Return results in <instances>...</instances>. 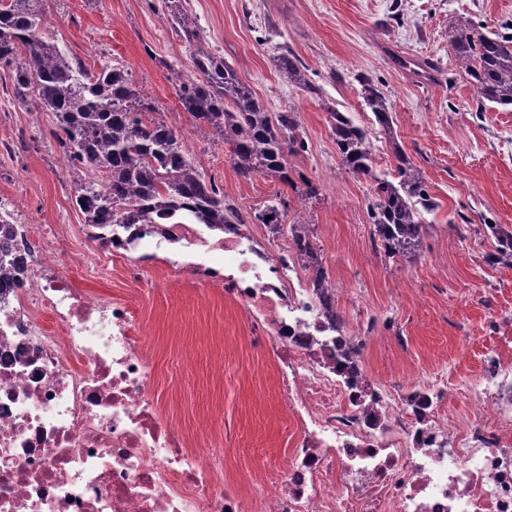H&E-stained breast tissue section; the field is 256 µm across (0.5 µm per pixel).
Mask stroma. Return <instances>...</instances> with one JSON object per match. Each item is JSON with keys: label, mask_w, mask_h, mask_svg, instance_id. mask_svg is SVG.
Instances as JSON below:
<instances>
[{"label": "stroma", "mask_w": 512, "mask_h": 512, "mask_svg": "<svg viewBox=\"0 0 512 512\" xmlns=\"http://www.w3.org/2000/svg\"><path fill=\"white\" fill-rule=\"evenodd\" d=\"M43 8L47 37L85 67L127 69L151 119L181 127L183 150L246 216L279 195L290 201L289 217L313 224L347 325L366 312L387 324L365 350L381 385L443 378L449 419H470L471 391L494 346L489 323L512 330V269L485 263L495 240L482 228L486 220L512 227V107L476 114L477 93L452 61L448 26L469 14L487 31L500 30L512 23V0H44ZM175 8L196 20L210 49L270 111L298 113L308 150L292 163L318 186V198L272 177H242L228 147L193 128L178 89L197 73L172 27ZM285 50L308 66L320 95L280 75L274 58ZM399 57L432 61L434 82H418L396 65ZM8 73L0 65V204L17 223L62 225L75 251L86 252L84 217L72 203L79 175L61 171L59 148L40 137L51 114L29 111L2 90ZM364 75L379 81L402 146L438 203L424 215V250L410 263L388 259L374 243L368 185L341 165L324 107L338 104L369 124L359 96ZM465 217L468 228L457 232ZM196 259L193 248L167 245L140 263V317L157 353L161 411L192 434L221 421L213 437L230 473L259 471L273 481L293 433L278 404L273 352L251 342L235 304L191 278ZM71 276L105 298L134 287L124 262L102 252Z\"/></svg>", "instance_id": "stroma-1"}]
</instances>
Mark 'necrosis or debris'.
Masks as SVG:
<instances>
[{
    "instance_id": "4bbe7bcc",
    "label": "necrosis or debris",
    "mask_w": 512,
    "mask_h": 512,
    "mask_svg": "<svg viewBox=\"0 0 512 512\" xmlns=\"http://www.w3.org/2000/svg\"><path fill=\"white\" fill-rule=\"evenodd\" d=\"M108 249L131 281L134 246L198 248L196 281L236 301L274 353L279 404L295 431L270 490L224 480L207 439L159 414L155 349L137 295L74 287L76 256L56 224L22 228V283L0 287V512H512V374L483 360L473 417L450 422L438 378L383 389L368 375V318L336 327L337 288L311 287L297 260L256 248L244 224L116 229Z\"/></svg>"
}]
</instances>
